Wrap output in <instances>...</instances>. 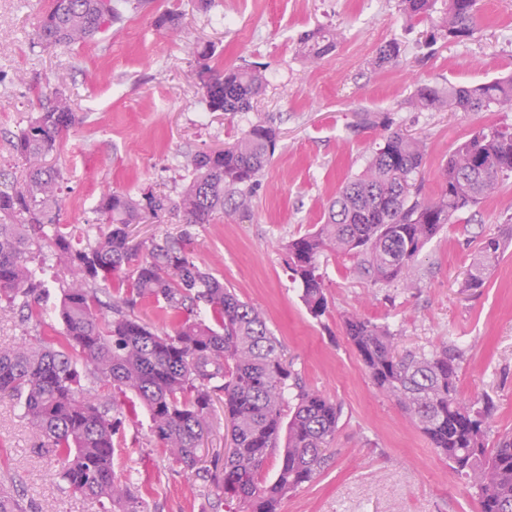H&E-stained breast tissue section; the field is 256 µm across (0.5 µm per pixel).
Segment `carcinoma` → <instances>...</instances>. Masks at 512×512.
Instances as JSON below:
<instances>
[{
  "label": "carcinoma",
  "mask_w": 512,
  "mask_h": 512,
  "mask_svg": "<svg viewBox=\"0 0 512 512\" xmlns=\"http://www.w3.org/2000/svg\"><path fill=\"white\" fill-rule=\"evenodd\" d=\"M408 22H427L423 46L470 38L478 22L477 0H400ZM122 17L118 0H51L38 26L40 43L71 46L93 39ZM158 29L177 33L180 16H156ZM336 47V33L316 28L300 37L296 53L317 61ZM215 51L196 54L203 100L211 112H248L265 88L257 65L223 69ZM400 44L378 49V68L396 66ZM415 106L459 112L512 108V76L476 85H419ZM79 122L64 81L41 111L11 140L21 163L18 176L0 180V315L40 325L52 313L58 327L36 344L0 346V396L16 399L39 447L56 458L68 488L94 498L99 512H142L143 500L115 475L121 447L118 415L128 397L146 410L150 432L187 472L197 470L215 404L224 407L231 432L216 495L238 500L240 512H280L288 492L312 481L327 464L341 411L306 386L286 363L281 343L263 312L242 301L186 250L178 238L136 241L131 226L165 214L191 227L224 214L250 211L257 177L276 148V130L257 122L228 146L196 153L177 197L148 191L137 198L104 192L95 207L106 229L60 223L64 173L47 164ZM389 118L367 109L351 125L355 133L381 127L384 142L362 174L336 192L324 222L282 243L291 279L316 320L328 301L319 258L330 251L360 260L376 282L405 281L423 248L456 215L490 196L512 177V129L486 126L458 143L439 174L440 191L420 196L415 176L425 165L423 141L391 130ZM499 237L484 239L463 287H485L503 254ZM61 266L60 299L47 307V259ZM109 284L112 304L99 296ZM143 299L164 303L172 314L155 326L135 314ZM204 307L209 320L194 316ZM347 340L373 385L393 398L413 425L456 472L468 479L479 512H512V434L489 443L493 406L461 396L458 352L444 344L397 354L387 325L353 314ZM286 432L283 460L271 482L263 479L269 455ZM0 512H27L23 500L0 491Z\"/></svg>",
  "instance_id": "obj_1"
}]
</instances>
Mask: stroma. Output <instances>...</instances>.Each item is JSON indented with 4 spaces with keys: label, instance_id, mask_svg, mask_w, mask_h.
I'll return each mask as SVG.
<instances>
[{
    "label": "stroma",
    "instance_id": "stroma-1",
    "mask_svg": "<svg viewBox=\"0 0 512 512\" xmlns=\"http://www.w3.org/2000/svg\"><path fill=\"white\" fill-rule=\"evenodd\" d=\"M48 0H0V167L15 166L9 138L38 110V88L66 79L82 122L56 155L65 172L60 218L94 224L100 195L124 189L175 196L193 154L224 147L252 123L280 134L255 188L249 216L228 215L193 226L197 264L223 279L265 314L285 356L310 388L341 408L334 453L317 477L288 493L281 512H476L464 476L378 391L345 335L347 316L387 324L398 351L454 344L460 351L459 390L495 405L494 429L512 432V240L485 288L461 283L479 244L512 224V179L460 212L423 249L407 283H373L357 261L324 253L328 311L313 319L287 271L283 241L321 223L329 200L360 174L381 143L382 128L352 134L358 110L388 114L394 128L425 143L423 194L439 191L438 172L454 147L476 129L512 127V109L483 112L421 110L418 85H475L512 75V0H479L470 39L422 54L426 25L406 32L399 0H145L121 23L68 48L37 42ZM170 10L184 31L174 37L154 18ZM336 32L335 51L318 64L295 54L306 31ZM402 43L399 65L376 68L378 48ZM216 48L224 67L264 64L266 88L248 112L208 111L195 53ZM117 476L138 490L147 512H238L236 499L217 496L214 455L224 451V408L216 406L196 472H185L149 432L143 410L124 413ZM54 457L35 448L14 400L0 398V487L20 495L29 512H98L95 499L65 488Z\"/></svg>",
    "mask_w": 512,
    "mask_h": 512
}]
</instances>
